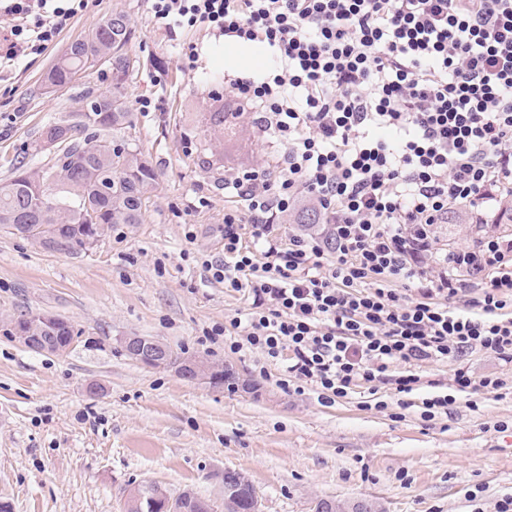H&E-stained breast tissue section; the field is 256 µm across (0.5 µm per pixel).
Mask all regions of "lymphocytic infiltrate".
<instances>
[{"mask_svg": "<svg viewBox=\"0 0 512 512\" xmlns=\"http://www.w3.org/2000/svg\"><path fill=\"white\" fill-rule=\"evenodd\" d=\"M158 28L202 27L265 45L272 72L225 78L213 98L269 137L257 167L227 169L224 257L203 261L243 296L225 325L231 353L282 366L281 388L333 404L387 388L398 408L434 419L453 393L417 397L425 362L472 349L512 363V233L487 225L469 248L438 246L455 205L512 195V0H150ZM86 0H0V61L41 55ZM316 230L277 219L300 196ZM297 211V210H296ZM295 211V212H296ZM295 212L289 214L287 217L281 219L278 224H280V232L283 236H288V234H293L295 232H299L300 230L309 227L307 224H321L322 215L320 211L316 208L304 207L302 208L297 216L295 224L293 222V216ZM306 224V225H302Z\"/></svg>", "mask_w": 512, "mask_h": 512, "instance_id": "obj_1", "label": "lymphocytic infiltrate"}]
</instances>
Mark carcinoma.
Returning <instances> with one entry per match:
<instances>
[{"instance_id":"carcinoma-1","label":"carcinoma","mask_w":512,"mask_h":512,"mask_svg":"<svg viewBox=\"0 0 512 512\" xmlns=\"http://www.w3.org/2000/svg\"><path fill=\"white\" fill-rule=\"evenodd\" d=\"M133 30L128 14L116 10L105 18L86 40L70 45L69 51L51 67L45 88H61L72 82L86 67L85 57L103 54L111 58L112 92L93 97L88 123L101 130H117L130 123L124 106L125 87L134 62L125 47ZM64 144L62 154L42 173L16 168L14 176L0 183V224L12 227L45 249L75 254L86 249L90 234L89 217L96 216L102 235L115 224H138L147 195L156 185L157 175L138 150L124 144L106 149L73 141L75 126L55 122L47 126ZM29 323L39 336L60 342L80 331L65 318L55 317L47 330L40 328L41 316L28 313L19 319ZM225 502L204 501L186 491L179 503L180 512H245L257 498L251 482L236 471H228ZM167 491L155 484H139L127 489L124 512H154L152 504L162 501Z\"/></svg>"}]
</instances>
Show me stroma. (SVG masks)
<instances>
[{
    "instance_id": "1",
    "label": "stroma",
    "mask_w": 512,
    "mask_h": 512,
    "mask_svg": "<svg viewBox=\"0 0 512 512\" xmlns=\"http://www.w3.org/2000/svg\"><path fill=\"white\" fill-rule=\"evenodd\" d=\"M115 9L134 30L131 121L100 132L84 114L88 96L112 88L107 67H89L51 92L43 80ZM189 43L201 49L195 71L181 57ZM274 65L263 46L227 43L200 27L168 35L154 25L148 0H88L52 46L0 81V183L19 166H52L57 148L39 141L58 121L75 124L79 139L99 133L129 144L157 172L141 222L79 253L50 251L0 227V499L13 512H123L131 483L220 502L227 470L248 476L261 512H314L322 499L368 502L378 512H497L512 495V393H460L433 420L415 407L396 418L364 406L359 393L328 405L309 391H284L280 368L260 376V353L231 354L223 338L205 339L247 309L201 266L224 257V169L263 163L273 150L246 123L230 136L210 125L219 109L211 92L224 76ZM142 98L148 111L139 109ZM451 213L459 221L436 226L439 244L472 246L476 209ZM30 312L68 319L78 341L64 354L24 348L7 325ZM128 336L205 358L229 378L212 388L145 367L125 355ZM93 383L102 384L99 395L89 394Z\"/></svg>"
}]
</instances>
